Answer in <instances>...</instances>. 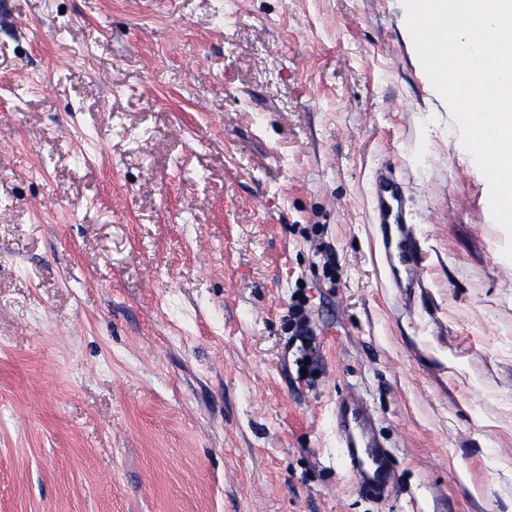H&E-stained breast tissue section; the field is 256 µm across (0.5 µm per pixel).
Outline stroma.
<instances>
[{
	"mask_svg": "<svg viewBox=\"0 0 512 512\" xmlns=\"http://www.w3.org/2000/svg\"><path fill=\"white\" fill-rule=\"evenodd\" d=\"M406 19L0 0V512H512L507 234ZM387 161L426 266L407 304L372 222ZM353 390L385 503L339 458ZM307 299L304 294L298 292L294 295L292 304L290 306V320L294 328V336L296 340H300V357L297 358V365L299 370L306 368L307 373L312 372L313 359H312V347H311V336L312 330L310 327V319L308 316ZM336 431L344 468L368 495L385 500L393 492L391 452L381 440L366 399L353 393L336 404Z\"/></svg>",
	"mask_w": 512,
	"mask_h": 512,
	"instance_id": "obj_1",
	"label": "stroma"
}]
</instances>
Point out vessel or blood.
I'll list each match as a JSON object with an SVG mask.
<instances>
[{
	"instance_id": "b4317fda",
	"label": "vessel or blood",
	"mask_w": 512,
	"mask_h": 512,
	"mask_svg": "<svg viewBox=\"0 0 512 512\" xmlns=\"http://www.w3.org/2000/svg\"><path fill=\"white\" fill-rule=\"evenodd\" d=\"M373 222L377 224L393 287L401 299L425 286L422 256L409 200L394 165L376 170L372 188ZM336 431L343 465L368 495L387 499L393 492V462L381 440L377 419L357 393L336 404Z\"/></svg>"
}]
</instances>
